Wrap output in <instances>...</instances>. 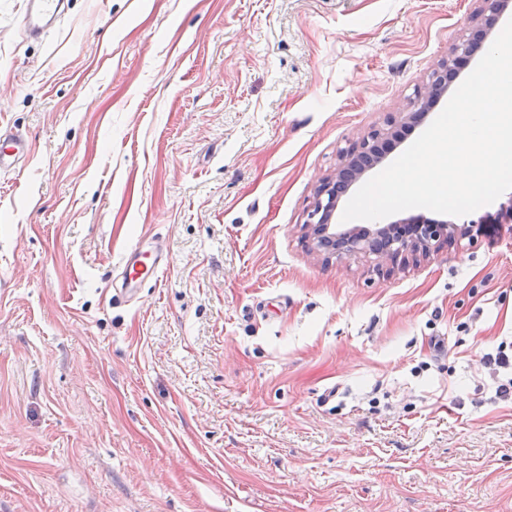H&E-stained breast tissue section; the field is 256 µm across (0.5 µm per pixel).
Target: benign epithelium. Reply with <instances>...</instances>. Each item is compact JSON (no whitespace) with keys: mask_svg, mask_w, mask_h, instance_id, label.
Wrapping results in <instances>:
<instances>
[{"mask_svg":"<svg viewBox=\"0 0 512 512\" xmlns=\"http://www.w3.org/2000/svg\"><path fill=\"white\" fill-rule=\"evenodd\" d=\"M477 13L482 17L479 30L481 39H486L498 19L512 6V0H478ZM474 40H461L451 48L448 58L437 62L427 77V89L413 101L416 112H402L399 120L412 121L426 112L436 98L447 90V86H433L441 73L451 69L453 57L472 52ZM384 131L375 130L362 137L356 144V154L345 159V164L336 171V177L351 172L353 179H359L366 167L383 162V157L375 154L376 142ZM334 182L324 179L319 184L313 205L307 213L304 228L312 236L317 247L324 251H334L338 257L365 254L370 252L379 262L396 265L405 261L410 254L428 256L443 244L455 245L464 239H472V225L450 224L439 221H413L401 224H375L371 227L349 228L331 225L328 220L337 207V195L333 191Z\"/></svg>","mask_w":512,"mask_h":512,"instance_id":"1","label":"benign epithelium"}]
</instances>
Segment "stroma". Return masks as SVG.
I'll use <instances>...</instances> for the list:
<instances>
[{"label": "stroma", "instance_id": "1", "mask_svg": "<svg viewBox=\"0 0 512 512\" xmlns=\"http://www.w3.org/2000/svg\"><path fill=\"white\" fill-rule=\"evenodd\" d=\"M0 0V512H512V195L380 274L302 239L476 0ZM166 270L109 301L121 258ZM64 0H28L22 20V31L29 39H44L52 23L60 15ZM30 157L27 139L12 130L0 125V175L14 171L24 165ZM384 133L382 130H375L359 139L355 146V153L358 154L354 156V153L345 159V164L336 171V180L346 171L351 172L353 180H357L364 174L366 168L382 163L384 158L375 154V148L377 147V140ZM361 159L368 160V165L362 164Z\"/></svg>", "mask_w": 512, "mask_h": 512}]
</instances>
